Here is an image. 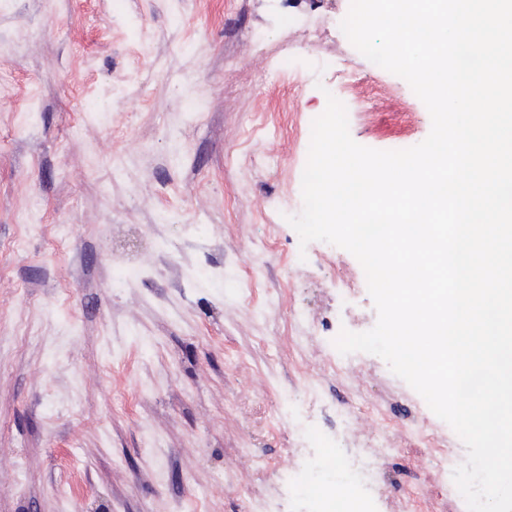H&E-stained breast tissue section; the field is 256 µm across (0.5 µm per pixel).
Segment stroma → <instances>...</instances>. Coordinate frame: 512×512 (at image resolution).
<instances>
[{
	"instance_id": "stroma-1",
	"label": "stroma",
	"mask_w": 512,
	"mask_h": 512,
	"mask_svg": "<svg viewBox=\"0 0 512 512\" xmlns=\"http://www.w3.org/2000/svg\"><path fill=\"white\" fill-rule=\"evenodd\" d=\"M349 7L0 0V512H318L290 467L329 448L375 459L372 512H465L433 464L462 440L334 345L377 320L360 263L288 222L328 95L360 145L431 130Z\"/></svg>"
}]
</instances>
